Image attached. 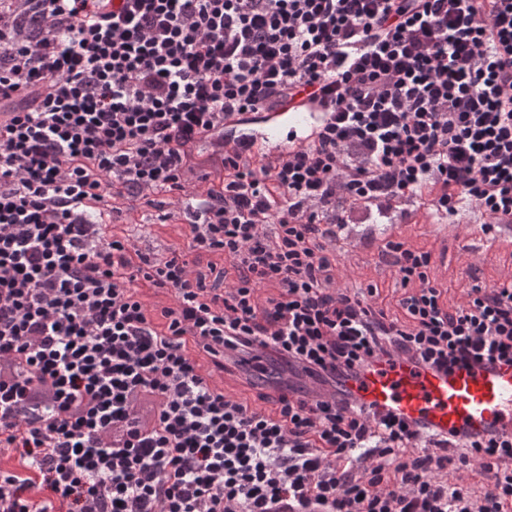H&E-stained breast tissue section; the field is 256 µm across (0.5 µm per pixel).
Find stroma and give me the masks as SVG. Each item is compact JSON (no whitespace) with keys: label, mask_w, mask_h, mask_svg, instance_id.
<instances>
[{"label":"stroma","mask_w":512,"mask_h":512,"mask_svg":"<svg viewBox=\"0 0 512 512\" xmlns=\"http://www.w3.org/2000/svg\"><path fill=\"white\" fill-rule=\"evenodd\" d=\"M115 221L106 225L105 233L132 236L138 250L153 259L162 258L169 247H186L189 227L182 220H160L159 209L146 206L132 197L116 199ZM423 222H416V215ZM486 217L463 211L455 223L438 222L430 207L428 189L396 200L386 212L376 208H351L343 232L345 243L336 251V267L344 272L346 288L378 286L380 305L390 315H398L396 301L402 287L390 259L384 253L391 226H398V237L407 246L431 252V277L445 288L449 306L461 304L471 285L490 286L512 274V232L486 230ZM194 357L202 372L231 396L247 399L252 406L273 411L277 391L262 395L260 389L248 385L244 374L234 365L215 366L203 352Z\"/></svg>","instance_id":"1"}]
</instances>
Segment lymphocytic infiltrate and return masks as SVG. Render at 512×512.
Listing matches in <instances>:
<instances>
[{
	"label": "lymphocytic infiltrate",
	"mask_w": 512,
	"mask_h": 512,
	"mask_svg": "<svg viewBox=\"0 0 512 512\" xmlns=\"http://www.w3.org/2000/svg\"><path fill=\"white\" fill-rule=\"evenodd\" d=\"M285 108L328 117L268 167L225 150L228 118ZM427 185L440 215L512 220V0H0V512H512V433L349 387L512 365V279L450 309L431 253L391 239L402 317L336 285L343 208ZM162 192L190 243L133 263L112 200ZM201 250L235 279L206 287ZM194 348L320 390L268 413ZM140 300L156 317L163 307L171 304L170 295L157 288H151L148 284L141 283L138 287Z\"/></svg>",
	"instance_id": "lymphocytic-infiltrate-1"
}]
</instances>
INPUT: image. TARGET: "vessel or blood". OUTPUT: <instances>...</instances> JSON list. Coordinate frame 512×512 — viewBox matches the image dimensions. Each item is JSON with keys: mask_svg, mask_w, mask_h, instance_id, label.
Masks as SVG:
<instances>
[{"mask_svg": "<svg viewBox=\"0 0 512 512\" xmlns=\"http://www.w3.org/2000/svg\"><path fill=\"white\" fill-rule=\"evenodd\" d=\"M323 117V112L301 109L267 112L257 122L232 117L227 124L235 141L250 144L252 162L261 166L274 163L289 146L310 142ZM352 390L365 405L394 408L443 432H480L492 424L512 428V367L507 365L492 372L436 373L407 360L384 363L353 381Z\"/></svg>", "mask_w": 512, "mask_h": 512, "instance_id": "vessel-or-blood-1", "label": "vessel or blood"}]
</instances>
